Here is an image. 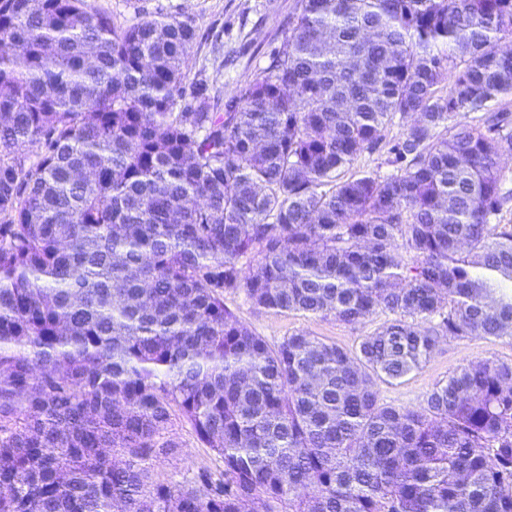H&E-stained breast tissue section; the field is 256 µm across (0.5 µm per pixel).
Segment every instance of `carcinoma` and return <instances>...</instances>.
Here are the masks:
<instances>
[{
	"instance_id": "cac0c4a2",
	"label": "carcinoma",
	"mask_w": 512,
	"mask_h": 512,
	"mask_svg": "<svg viewBox=\"0 0 512 512\" xmlns=\"http://www.w3.org/2000/svg\"><path fill=\"white\" fill-rule=\"evenodd\" d=\"M195 37L0 0V512H512V363L380 396L447 338H512V120H458L512 96V0H297L223 112ZM239 290L390 318L271 344ZM177 420L222 468L156 477Z\"/></svg>"
}]
</instances>
